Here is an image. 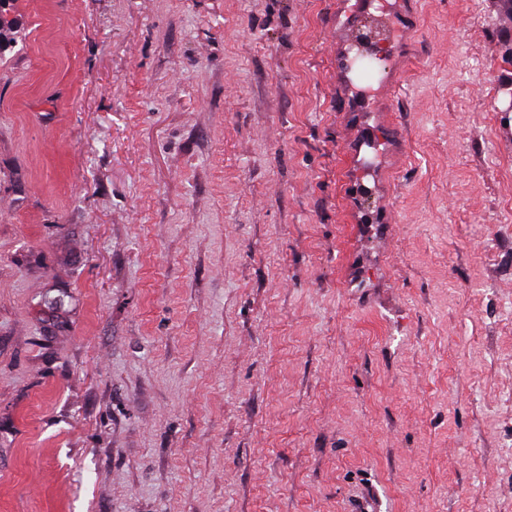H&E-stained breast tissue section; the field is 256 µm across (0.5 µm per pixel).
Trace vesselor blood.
Here are the masks:
<instances>
[{
    "instance_id": "obj_1",
    "label": "vessel or blood",
    "mask_w": 512,
    "mask_h": 512,
    "mask_svg": "<svg viewBox=\"0 0 512 512\" xmlns=\"http://www.w3.org/2000/svg\"><path fill=\"white\" fill-rule=\"evenodd\" d=\"M417 26L411 0H386L376 8L370 0H354L347 20L336 28V79L342 111L371 112L378 101L391 99L398 78L393 68L404 53V36ZM386 49L373 58L374 44Z\"/></svg>"
}]
</instances>
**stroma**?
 Segmentation results:
<instances>
[{"label": "stroma", "mask_w": 512, "mask_h": 512, "mask_svg": "<svg viewBox=\"0 0 512 512\" xmlns=\"http://www.w3.org/2000/svg\"><path fill=\"white\" fill-rule=\"evenodd\" d=\"M338 8L0 9V512H512V19L414 0L361 204Z\"/></svg>", "instance_id": "35a3bbf8"}]
</instances>
